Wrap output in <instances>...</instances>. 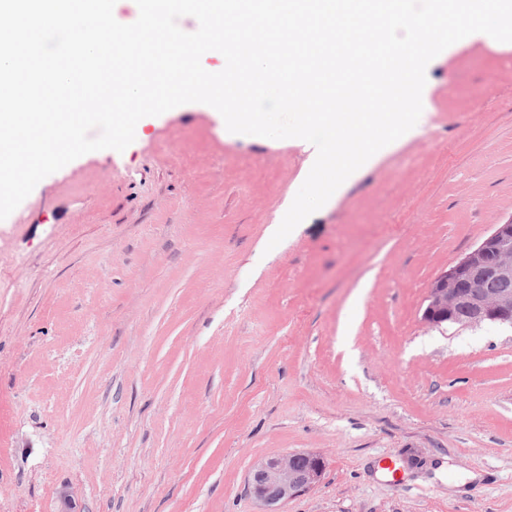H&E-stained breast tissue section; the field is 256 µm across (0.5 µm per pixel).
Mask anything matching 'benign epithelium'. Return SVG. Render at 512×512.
<instances>
[{
  "mask_svg": "<svg viewBox=\"0 0 512 512\" xmlns=\"http://www.w3.org/2000/svg\"><path fill=\"white\" fill-rule=\"evenodd\" d=\"M424 322L432 327L483 323L512 327V220L494 225L481 243L430 283ZM325 463L313 452L287 451L258 462L249 477L262 512L313 489Z\"/></svg>",
  "mask_w": 512,
  "mask_h": 512,
  "instance_id": "obj_1",
  "label": "benign epithelium"
}]
</instances>
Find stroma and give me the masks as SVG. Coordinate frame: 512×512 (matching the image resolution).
<instances>
[{
    "label": "stroma",
    "instance_id": "obj_1",
    "mask_svg": "<svg viewBox=\"0 0 512 512\" xmlns=\"http://www.w3.org/2000/svg\"><path fill=\"white\" fill-rule=\"evenodd\" d=\"M425 110L280 244L315 147L144 120L0 221V512H512V328H433V278L512 219V43L426 69ZM445 467V478L435 471ZM324 467L319 454L287 451L258 462L251 471L249 487L263 506L262 512H282L283 503L319 483Z\"/></svg>",
    "mask_w": 512,
    "mask_h": 512
}]
</instances>
